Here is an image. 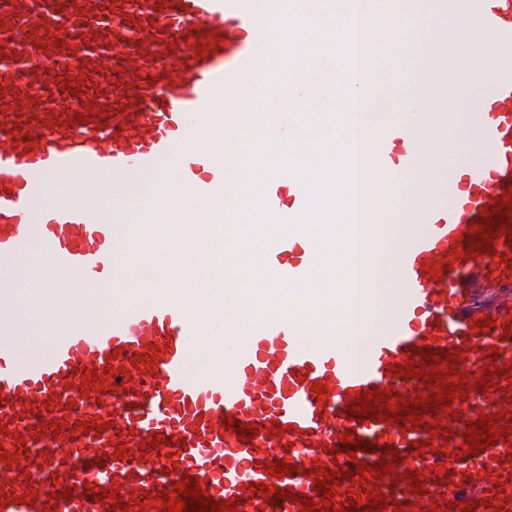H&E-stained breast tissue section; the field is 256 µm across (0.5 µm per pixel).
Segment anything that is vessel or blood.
I'll list each match as a JSON object with an SVG mask.
<instances>
[{
  "label": "vessel or blood",
  "instance_id": "b4317fda",
  "mask_svg": "<svg viewBox=\"0 0 512 512\" xmlns=\"http://www.w3.org/2000/svg\"><path fill=\"white\" fill-rule=\"evenodd\" d=\"M465 12L504 73L464 113L477 137L447 186L422 178L397 198L422 199L425 229L397 249L393 313L373 321L361 365L336 344L308 342L284 318L213 335L212 321L234 315L229 302L207 321L163 294L116 297L103 315L52 319L48 352L31 343L24 320L0 319V512H125L128 503L167 512L163 491L193 480L213 502L240 503L242 512H298L299 497L322 498L315 461L344 469L343 502L364 492L354 482L361 464L392 462L396 450L405 464L373 480L386 500L381 512H462L465 502L473 512H512V382L490 374L512 364V239L503 233L491 253L466 252L477 241L471 226L503 225L494 209L512 189V0H465ZM270 36L265 0H0V296L21 287L11 266L27 264L33 241L77 284L98 279L124 250L127 226L145 223L146 212L129 207L107 172L162 174L230 205L233 171L213 166L209 148L220 140L234 153L243 128L237 105L251 95L243 79L262 75ZM63 77L73 89H61ZM221 101L218 129L209 115ZM188 129L195 150L164 169ZM416 136L404 126L379 140L381 165L412 169ZM69 181L88 204L40 206L49 183ZM305 201L299 190L288 205L274 191L266 205L291 220ZM316 257L313 240L288 233L268 260L274 275L299 280ZM441 263L445 271L427 275ZM208 335L213 370L190 375L189 346ZM444 352L465 355L455 367L468 375L456 385L465 397L429 406L419 429L380 407L369 417L350 412L364 393L389 386L404 407L429 394L433 380L403 371L422 369L428 356L443 372ZM89 371L112 378V387L86 388ZM484 415L498 416L507 433L467 453L466 433ZM231 419L260 432L240 440L226 428ZM91 420L98 429L85 430ZM276 424L282 436L269 435ZM343 433L356 454L341 451ZM151 437L159 445L147 446ZM120 447L127 455L119 459ZM282 460L292 474H264L263 462ZM413 467L422 475L411 489L404 475ZM267 483L292 488L294 499L254 493ZM91 484L118 492L95 502Z\"/></svg>",
  "mask_w": 512,
  "mask_h": 512
}]
</instances>
